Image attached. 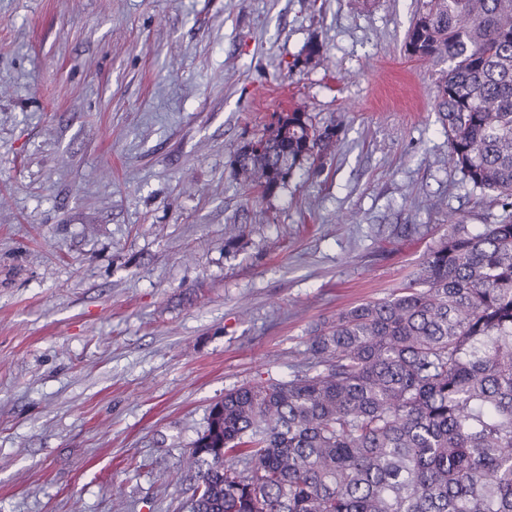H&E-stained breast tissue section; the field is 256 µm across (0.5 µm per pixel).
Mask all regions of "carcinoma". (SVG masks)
I'll return each instance as SVG.
<instances>
[{"label":"carcinoma","mask_w":512,"mask_h":512,"mask_svg":"<svg viewBox=\"0 0 512 512\" xmlns=\"http://www.w3.org/2000/svg\"><path fill=\"white\" fill-rule=\"evenodd\" d=\"M407 40L448 62V161L512 208V0H429ZM336 137L282 113L231 165L272 192ZM184 466L190 512H512V213L449 216L412 286L315 329L292 378L225 392Z\"/></svg>","instance_id":"obj_1"}]
</instances>
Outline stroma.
Segmentation results:
<instances>
[{
  "label": "stroma",
  "instance_id": "1",
  "mask_svg": "<svg viewBox=\"0 0 512 512\" xmlns=\"http://www.w3.org/2000/svg\"><path fill=\"white\" fill-rule=\"evenodd\" d=\"M426 0H0V512H188L182 459L232 388L407 286L449 215ZM321 54L308 59V48ZM339 131L261 195L275 114Z\"/></svg>",
  "mask_w": 512,
  "mask_h": 512
}]
</instances>
